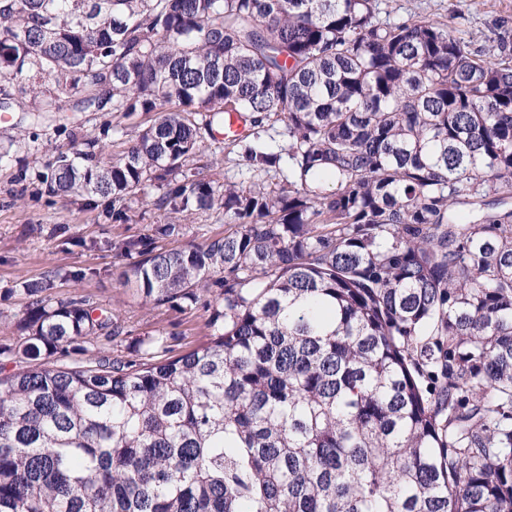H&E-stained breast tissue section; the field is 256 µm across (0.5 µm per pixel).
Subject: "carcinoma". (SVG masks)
<instances>
[{
    "label": "carcinoma",
    "mask_w": 512,
    "mask_h": 512,
    "mask_svg": "<svg viewBox=\"0 0 512 512\" xmlns=\"http://www.w3.org/2000/svg\"><path fill=\"white\" fill-rule=\"evenodd\" d=\"M498 51L377 0H0V76L29 98L1 111L156 113L106 163L95 141L58 151L48 195L109 198L119 220L154 188L172 214L224 211L202 244H164L169 223L112 243L142 304L208 313L183 354L159 333L112 355L117 316L47 296L84 272L18 283L0 512H512ZM231 113L250 177L288 160L275 186L188 167Z\"/></svg>",
    "instance_id": "obj_1"
}]
</instances>
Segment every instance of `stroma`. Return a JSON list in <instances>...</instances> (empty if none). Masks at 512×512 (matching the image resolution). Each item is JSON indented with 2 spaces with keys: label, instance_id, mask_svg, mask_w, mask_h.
I'll return each mask as SVG.
<instances>
[{
  "label": "stroma",
  "instance_id": "1",
  "mask_svg": "<svg viewBox=\"0 0 512 512\" xmlns=\"http://www.w3.org/2000/svg\"><path fill=\"white\" fill-rule=\"evenodd\" d=\"M382 13L394 22L433 20L450 23L455 35L471 41L475 49L489 52L507 45L512 48V0H378ZM149 120L148 114L126 117L93 112H71L67 126L37 124L31 114L14 113L0 119V149L10 150L14 160L0 168V343L15 341L16 323L30 303L15 292L18 281L42 277L61 268L85 271L83 280L57 282L56 297L88 296L99 306L117 314L130 336L172 335L176 352L188 351L209 334L203 310L181 312L166 306L147 309L122 285L126 261L112 249L114 241L147 234L151 225L165 222L167 213L153 199L133 198L128 218H112L110 199H98L87 208L79 197L51 200L40 192V177L58 150L71 141L99 139L106 155L132 143ZM124 130L113 140L103 135L104 123Z\"/></svg>",
  "mask_w": 512,
  "mask_h": 512
}]
</instances>
